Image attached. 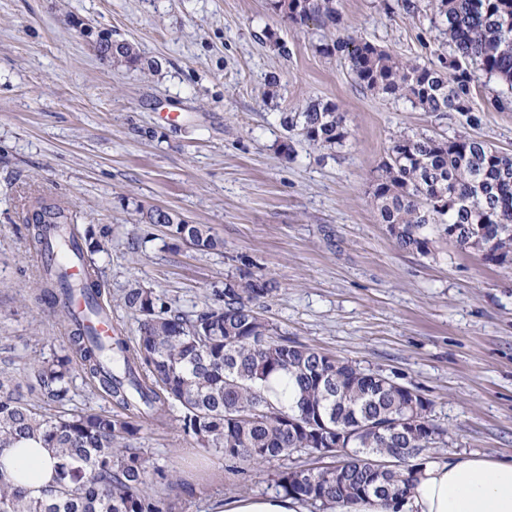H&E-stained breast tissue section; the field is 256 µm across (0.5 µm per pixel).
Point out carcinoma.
Here are the masks:
<instances>
[{"mask_svg":"<svg viewBox=\"0 0 512 512\" xmlns=\"http://www.w3.org/2000/svg\"><path fill=\"white\" fill-rule=\"evenodd\" d=\"M338 0H271L274 13L294 26L340 24ZM430 24L447 37L449 52L421 63L398 57L362 36L325 43L366 90L403 100L425 112H457L475 127L471 106L480 75L512 87V0H431ZM291 126L323 147L343 145L344 117L334 103H310ZM371 198L395 243L422 256L433 236L452 238L464 251L479 226L486 234L475 253L512 266V156L464 134H403L379 167ZM54 224L64 241L87 250L63 209L38 198L27 230L44 242ZM168 235L201 250H221L224 240L205 224H167ZM88 289L90 309L109 307L96 279L66 284L44 273L36 299L65 313V293ZM273 282L249 266L224 281L216 301L193 315L172 311L150 288L125 291L123 304L138 315L139 334L99 340L89 327L70 329L72 355L123 410L48 411L27 400L11 377L0 376V454L34 444L58 458L55 485L40 499L0 472V512H177L190 483L147 464L135 447L144 416L162 421L179 408L182 430L202 448L247 467L314 455L316 465H287L278 492L315 509L374 495L402 499L418 462L445 443L448 430L431 418L432 401L419 391L357 363L318 351L278 332L259 307ZM35 377L46 402L69 394L71 360L45 359Z\"/></svg>","mask_w":512,"mask_h":512,"instance_id":"1","label":"carcinoma"}]
</instances>
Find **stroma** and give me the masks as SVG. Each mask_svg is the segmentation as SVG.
Listing matches in <instances>:
<instances>
[{"label": "stroma", "mask_w": 512, "mask_h": 512, "mask_svg": "<svg viewBox=\"0 0 512 512\" xmlns=\"http://www.w3.org/2000/svg\"><path fill=\"white\" fill-rule=\"evenodd\" d=\"M385 0H339L338 29L295 27L269 0H0V374L34 390L39 360L64 354L63 321L34 299L41 277L26 229L35 199L68 206L127 339V288L154 289L190 315L242 265L276 284L262 313L279 333L382 371L433 402L448 430L436 453L512 458V267L453 241L423 256L399 248L370 188L394 137L467 134L512 155V111L473 98L481 123L436 115L358 85L323 43L362 35L426 63L442 35ZM136 47L135 64L101 58L84 30ZM333 102L348 137L328 149L288 132L286 114ZM161 208L223 238L202 251L148 223ZM66 408L115 404L74 367ZM151 466L194 492L180 512H215L271 495L284 466L240 474L177 419L143 424Z\"/></svg>", "instance_id": "obj_1"}]
</instances>
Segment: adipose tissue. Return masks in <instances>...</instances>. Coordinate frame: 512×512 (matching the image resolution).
<instances>
[{
  "mask_svg": "<svg viewBox=\"0 0 512 512\" xmlns=\"http://www.w3.org/2000/svg\"><path fill=\"white\" fill-rule=\"evenodd\" d=\"M51 449L10 448L0 453V472L29 496L42 497L53 482ZM402 512H512V460L479 455L429 458L418 466ZM219 512H306L304 503L280 494L238 496Z\"/></svg>",
  "mask_w": 512,
  "mask_h": 512,
  "instance_id": "ef3b65f1",
  "label": "adipose tissue"
}]
</instances>
